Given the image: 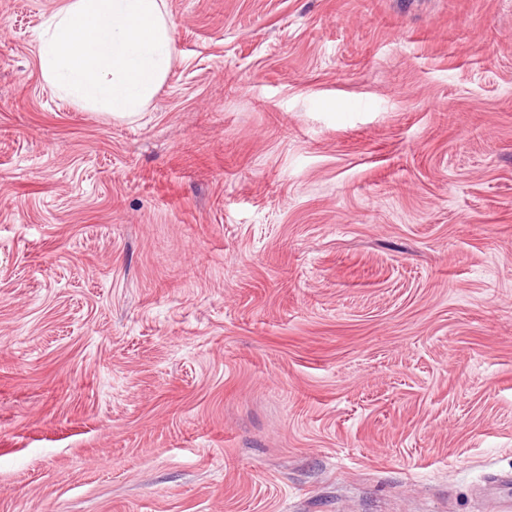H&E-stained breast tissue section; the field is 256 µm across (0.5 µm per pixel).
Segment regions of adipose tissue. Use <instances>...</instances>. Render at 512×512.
I'll return each mask as SVG.
<instances>
[{
	"instance_id": "1",
	"label": "adipose tissue",
	"mask_w": 512,
	"mask_h": 512,
	"mask_svg": "<svg viewBox=\"0 0 512 512\" xmlns=\"http://www.w3.org/2000/svg\"><path fill=\"white\" fill-rule=\"evenodd\" d=\"M171 32L163 0H66L43 24L41 77L60 98L134 118L169 76Z\"/></svg>"
}]
</instances>
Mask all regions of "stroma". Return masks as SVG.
Segmentation results:
<instances>
[{
    "mask_svg": "<svg viewBox=\"0 0 512 512\" xmlns=\"http://www.w3.org/2000/svg\"><path fill=\"white\" fill-rule=\"evenodd\" d=\"M0 0V512H512V0H165L146 112Z\"/></svg>",
    "mask_w": 512,
    "mask_h": 512,
    "instance_id": "stroma-1",
    "label": "stroma"
}]
</instances>
